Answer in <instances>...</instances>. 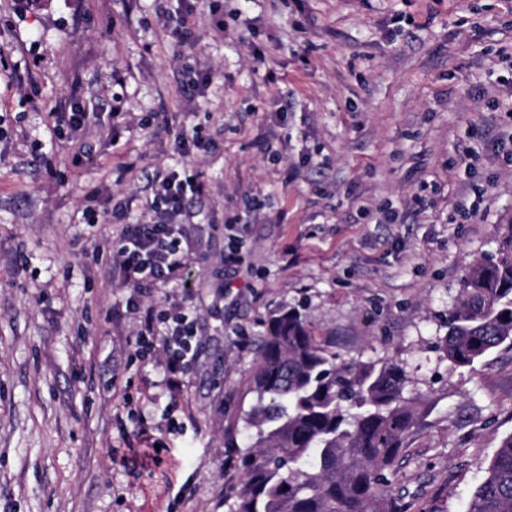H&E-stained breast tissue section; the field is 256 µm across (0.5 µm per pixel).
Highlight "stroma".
Instances as JSON below:
<instances>
[{"label": "stroma", "instance_id": "obj_1", "mask_svg": "<svg viewBox=\"0 0 512 512\" xmlns=\"http://www.w3.org/2000/svg\"><path fill=\"white\" fill-rule=\"evenodd\" d=\"M505 50L512 0H0V512H229L255 343L281 307L341 359L403 363L423 416L392 491L465 512L512 434V350L455 368L439 345L466 270L512 229L495 156L512 116L491 108L512 99ZM70 106L89 114L74 139L50 120ZM182 125L207 141L188 157ZM185 166L209 191L186 207L199 348L172 426L162 365L129 357L136 319H102L129 291L98 276L86 252L113 227L83 213L133 195L147 214Z\"/></svg>", "mask_w": 512, "mask_h": 512}]
</instances>
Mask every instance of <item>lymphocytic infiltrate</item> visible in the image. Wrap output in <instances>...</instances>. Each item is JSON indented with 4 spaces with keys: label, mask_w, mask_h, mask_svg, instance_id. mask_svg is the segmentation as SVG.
<instances>
[{
    "label": "lymphocytic infiltrate",
    "mask_w": 512,
    "mask_h": 512,
    "mask_svg": "<svg viewBox=\"0 0 512 512\" xmlns=\"http://www.w3.org/2000/svg\"><path fill=\"white\" fill-rule=\"evenodd\" d=\"M208 185L199 172L191 169L170 170L157 180L150 210L151 217L140 220L134 216L132 202L103 212L104 222L116 225L113 246L109 251L93 249L92 257L103 276L118 277L130 286L125 306L106 310L109 323L126 315L139 317V327L128 344L136 357L151 360L162 358V380L172 401H179L183 378L196 355L194 320L182 302L166 308L143 305L137 292L150 286L180 289L185 298L193 290L191 264L195 247L185 233L183 215L185 201L202 196Z\"/></svg>",
    "instance_id": "1"
}]
</instances>
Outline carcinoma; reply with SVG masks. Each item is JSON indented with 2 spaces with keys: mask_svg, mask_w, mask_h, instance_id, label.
<instances>
[{
  "mask_svg": "<svg viewBox=\"0 0 512 512\" xmlns=\"http://www.w3.org/2000/svg\"><path fill=\"white\" fill-rule=\"evenodd\" d=\"M446 326L442 348L456 366L512 350V226L497 253L463 276ZM407 383L398 360L341 361L318 344L305 314L274 311L252 367L254 403L240 417L255 440L239 457L231 512H412L387 477L418 419ZM467 512H512V434Z\"/></svg>",
  "mask_w": 512,
  "mask_h": 512,
  "instance_id": "carcinoma-1",
  "label": "carcinoma"
}]
</instances>
